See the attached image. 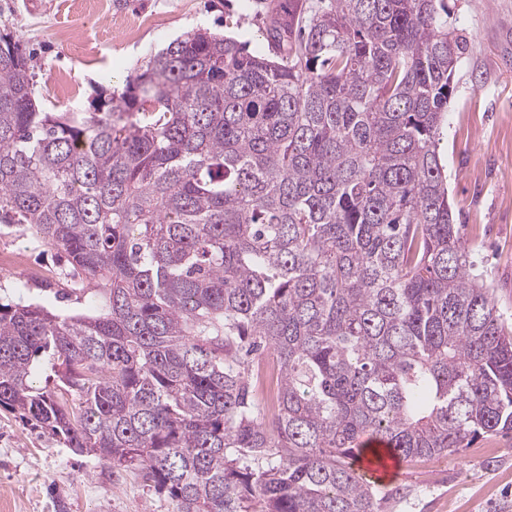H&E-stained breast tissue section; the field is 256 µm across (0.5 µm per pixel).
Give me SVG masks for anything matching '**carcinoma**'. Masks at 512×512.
<instances>
[{
  "mask_svg": "<svg viewBox=\"0 0 512 512\" xmlns=\"http://www.w3.org/2000/svg\"><path fill=\"white\" fill-rule=\"evenodd\" d=\"M458 22L445 0H288L268 53L180 36L88 117L37 101L0 35V224L95 304L0 303V408L176 512H378L359 456L511 435L512 326L437 150ZM278 373L279 364L274 359L260 363L254 373L255 386L266 395L270 408L273 407L275 401Z\"/></svg>",
  "mask_w": 512,
  "mask_h": 512,
  "instance_id": "1",
  "label": "carcinoma"
}]
</instances>
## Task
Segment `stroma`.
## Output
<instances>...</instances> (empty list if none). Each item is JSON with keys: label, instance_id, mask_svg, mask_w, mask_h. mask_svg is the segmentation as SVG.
Returning <instances> with one entry per match:
<instances>
[{"label": "stroma", "instance_id": "1", "mask_svg": "<svg viewBox=\"0 0 512 512\" xmlns=\"http://www.w3.org/2000/svg\"><path fill=\"white\" fill-rule=\"evenodd\" d=\"M468 51L454 77L440 152L456 219L476 267L512 323V0H447ZM281 0H0V33L37 63L36 96L57 112H92L121 93L150 53L186 33H229L248 48L263 44L270 10ZM66 74L72 97L60 98ZM22 264L0 269V302L25 297L73 312L89 310L79 293L55 298L66 265L19 230L0 235V253ZM37 270L26 278L28 270ZM380 512H512V437L481 438L458 453L400 462L383 488ZM166 496L131 470L79 456L62 439L0 409V512H173Z\"/></svg>", "mask_w": 512, "mask_h": 512}]
</instances>
